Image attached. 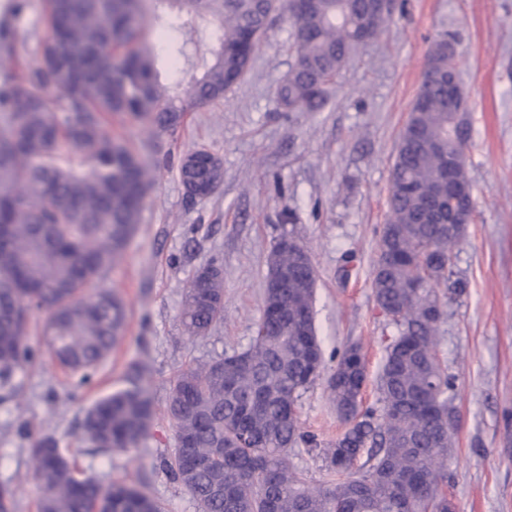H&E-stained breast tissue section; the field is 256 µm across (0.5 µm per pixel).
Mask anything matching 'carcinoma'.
Instances as JSON below:
<instances>
[{"mask_svg": "<svg viewBox=\"0 0 512 512\" xmlns=\"http://www.w3.org/2000/svg\"><path fill=\"white\" fill-rule=\"evenodd\" d=\"M30 0H15L0 21V44L12 53ZM395 5L364 22L366 0H42L49 33L35 62L0 69V382L30 362L28 323L47 313L50 357L80 375L78 385L111 354L126 322L123 301L95 283L112 270L133 236L154 179L152 163L106 129L114 115L156 134L173 133L184 114L224 98L250 68L277 17L293 21L296 59L274 90L289 111L320 112L327 86L352 50L377 38ZM208 32L201 77L186 87L160 82L155 43H170L167 65L191 62L174 34ZM462 94L448 35L428 54L418 95L391 169L388 225L372 272L377 305L399 336L386 348L376 381L377 405L363 406L365 355L352 344L326 379L345 431L324 449L331 479L309 482L291 463L300 445L318 447L301 429L297 401L321 377L325 360L316 336V271L307 250L285 232L267 259L262 315L249 347L189 365L167 400L177 448L160 467L200 512H455L444 491L454 385L437 357L446 302L436 287L451 275L448 248L464 227L443 223L431 201H448L446 170L472 195L464 151L466 115L451 112L448 83ZM179 179L188 198L224 183L223 160L205 147L186 151ZM181 323L200 336L224 318V275L197 270L183 294ZM144 368L129 367L126 386L85 412L82 439L104 451L137 448L153 403ZM38 512H162L141 489L102 486L63 456L55 441L33 444Z\"/></svg>", "mask_w": 512, "mask_h": 512, "instance_id": "1", "label": "carcinoma"}]
</instances>
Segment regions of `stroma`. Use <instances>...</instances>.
<instances>
[{
  "label": "stroma",
  "instance_id": "1",
  "mask_svg": "<svg viewBox=\"0 0 512 512\" xmlns=\"http://www.w3.org/2000/svg\"><path fill=\"white\" fill-rule=\"evenodd\" d=\"M292 31L291 21L275 19L246 76L217 104L188 113L175 135L113 124V134L158 164L135 234L101 282L127 306L125 332L92 384L80 388L47 352L44 315L32 318L34 357L11 389L0 388V484L13 492L12 512H38L29 458L46 436L102 486L139 487L163 512H198L159 466L176 446L169 389L188 364L249 346L262 314L267 257L286 231L317 272L314 320L327 368L338 351L361 344L363 400L375 403L385 350L399 331L375 301L372 270L399 133L441 33L457 44L473 199V220L452 250L453 270L467 288L449 304L437 346L458 415L446 492L456 512H512V425L504 419L512 414V0H406L378 38L352 53L321 112H289L274 99L294 62ZM201 146L222 158L224 184L192 200L177 166ZM212 262L224 271V319L190 337L180 323L184 288ZM134 362L143 364L153 400L148 434L136 449L98 451L80 438L84 413L124 387ZM298 413L319 445L296 448L292 461L319 484L327 478L322 448L343 430L325 378L302 393Z\"/></svg>",
  "mask_w": 512,
  "mask_h": 512
}]
</instances>
